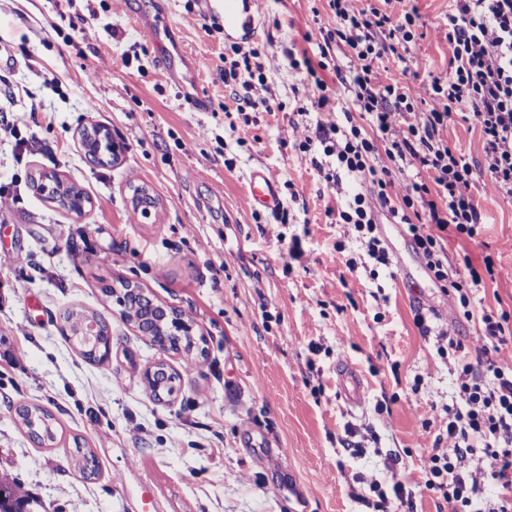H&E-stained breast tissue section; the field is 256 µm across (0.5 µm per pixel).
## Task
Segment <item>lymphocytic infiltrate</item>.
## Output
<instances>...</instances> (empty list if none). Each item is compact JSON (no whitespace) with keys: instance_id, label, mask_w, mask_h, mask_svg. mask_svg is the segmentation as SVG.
I'll return each mask as SVG.
<instances>
[{"instance_id":"obj_1","label":"lymphocytic infiltrate","mask_w":512,"mask_h":512,"mask_svg":"<svg viewBox=\"0 0 512 512\" xmlns=\"http://www.w3.org/2000/svg\"><path fill=\"white\" fill-rule=\"evenodd\" d=\"M332 27L324 29L319 60L303 58L305 79L318 96L314 108L324 112L314 130L306 131L303 151L318 148L315 168L330 187L342 175L362 177L367 192L352 195L338 209L336 221L352 226L371 258L387 264L388 256L376 234L378 213L406 225L426 269L447 283L462 308L471 305L470 289L493 274L492 258L482 268L449 275L442 235L473 237L482 221L471 193L474 171L457 155L441 132L454 119L474 121L483 139L484 172L494 195L512 197V0H451L444 38L451 50L446 77L433 78L426 97L397 83H381L376 64L397 55L414 42L418 30L415 10L393 12V0H327ZM347 49L351 109L336 112L321 71L329 67L333 46ZM372 117V129L355 118ZM387 165H379V158ZM414 167L429 181L396 185L392 167ZM482 329L474 339L475 358L460 364L457 407L449 409L448 445L433 448L426 488L442 491L454 512H512V368L490 357L492 344H504L508 314L483 310ZM493 375L486 383L485 375ZM484 443L495 499L480 495L481 478L468 470L474 440Z\"/></svg>"}]
</instances>
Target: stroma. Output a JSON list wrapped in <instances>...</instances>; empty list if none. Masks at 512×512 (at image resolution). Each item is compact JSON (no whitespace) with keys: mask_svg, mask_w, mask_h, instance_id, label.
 I'll return each instance as SVG.
<instances>
[{"mask_svg":"<svg viewBox=\"0 0 512 512\" xmlns=\"http://www.w3.org/2000/svg\"><path fill=\"white\" fill-rule=\"evenodd\" d=\"M420 14L423 39L403 58H383L380 79L416 72L417 90L445 77L451 51L440 32L449 0H404ZM257 33L225 35L219 0H0V81L15 93L8 115L25 147L0 143V472L16 477L45 512H389L370 492L386 484L387 458L412 477L401 512H451L425 487L431 448L446 435L456 402L446 331L474 353L466 319L412 249L400 225L379 214L389 256L371 259L338 206L363 191L346 176L330 189L301 152L319 114L313 89L288 48L316 55L328 25L326 0H259ZM167 28L162 42L146 26ZM180 50L176 75L156 67L161 47ZM255 48L273 109L237 111L247 92L224 82L233 47ZM204 98L208 111L193 102ZM232 117H225V108ZM108 127L117 159L89 163L83 128ZM276 183L270 212L247 199L252 171ZM55 172L87 199L76 216L38 194L30 179ZM472 194L483 222L473 238H450L448 268L494 260V277L473 289L474 310L512 315V198ZM157 199L137 212L134 188ZM301 256L284 258L291 246ZM109 254L102 264L100 254ZM133 282L176 309L202 357L163 350L139 335L101 287ZM69 309L112 329V356L85 359L60 330ZM424 310L433 333L414 323ZM184 377L157 401L147 367ZM353 366L365 386L353 405L337 375ZM37 404L59 423V444L39 447L16 410ZM92 452L96 474L74 466Z\"/></svg>","mask_w":512,"mask_h":512,"instance_id":"35a3bbf8","label":"stroma"}]
</instances>
